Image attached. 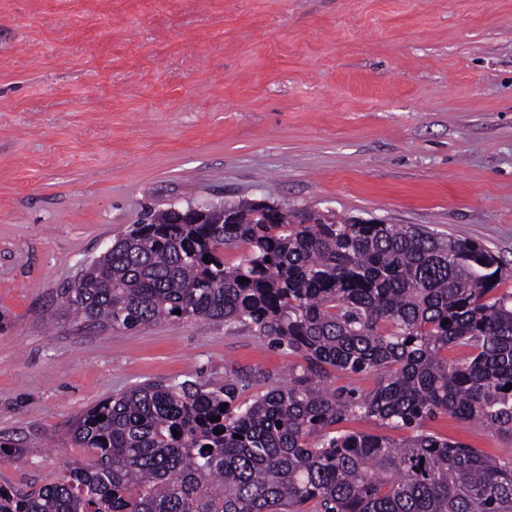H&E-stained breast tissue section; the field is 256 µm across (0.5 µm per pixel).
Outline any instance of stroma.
<instances>
[{
  "label": "stroma",
  "mask_w": 512,
  "mask_h": 512,
  "mask_svg": "<svg viewBox=\"0 0 512 512\" xmlns=\"http://www.w3.org/2000/svg\"><path fill=\"white\" fill-rule=\"evenodd\" d=\"M224 201L421 225L512 268V0H0V485L59 476L114 393L296 364L220 321L61 311L146 210Z\"/></svg>",
  "instance_id": "1"
}]
</instances>
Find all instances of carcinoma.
Here are the masks:
<instances>
[{"label": "carcinoma", "mask_w": 512, "mask_h": 512, "mask_svg": "<svg viewBox=\"0 0 512 512\" xmlns=\"http://www.w3.org/2000/svg\"><path fill=\"white\" fill-rule=\"evenodd\" d=\"M169 219L152 213L87 261L65 312L112 329L218 320L301 363L251 399L238 371L106 398L72 425L83 457L39 487L0 485V512H512V458L424 429L446 413L512 441V269L496 255L286 205ZM229 247L244 249L231 266ZM360 374L372 391L335 385ZM357 417L409 436L342 429Z\"/></svg>", "instance_id": "obj_1"}]
</instances>
